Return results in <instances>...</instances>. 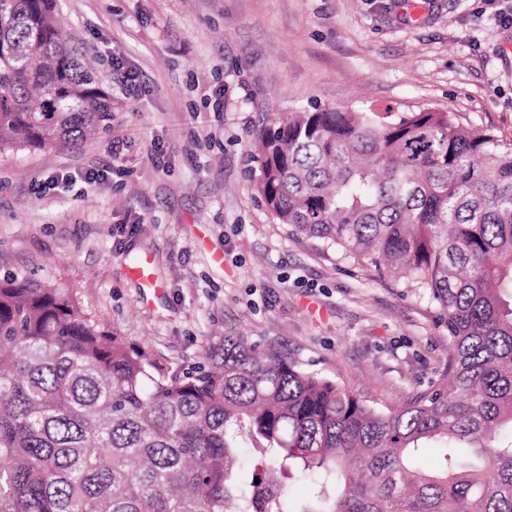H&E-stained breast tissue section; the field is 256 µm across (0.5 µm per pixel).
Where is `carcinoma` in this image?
<instances>
[{
  "instance_id": "cac0c4a2",
  "label": "carcinoma",
  "mask_w": 512,
  "mask_h": 512,
  "mask_svg": "<svg viewBox=\"0 0 512 512\" xmlns=\"http://www.w3.org/2000/svg\"><path fill=\"white\" fill-rule=\"evenodd\" d=\"M60 0H0V152L77 145L112 97ZM291 234L393 273L448 330L399 406L226 336L157 368L73 290L0 277V512H512V139L452 112H289L251 145ZM445 449L434 470L420 449ZM259 453L242 469L244 444ZM316 482L298 507L285 480Z\"/></svg>"
}]
</instances>
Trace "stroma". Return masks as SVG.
<instances>
[{
	"instance_id": "1",
	"label": "stroma",
	"mask_w": 512,
	"mask_h": 512,
	"mask_svg": "<svg viewBox=\"0 0 512 512\" xmlns=\"http://www.w3.org/2000/svg\"><path fill=\"white\" fill-rule=\"evenodd\" d=\"M511 5L62 0L112 119L76 148L0 154V275L74 289L165 370L198 365L233 334L377 401L424 393L448 356L433 309L277 223L250 145L299 107L435 108L512 138V22L497 16ZM145 263L151 288L135 275Z\"/></svg>"
}]
</instances>
